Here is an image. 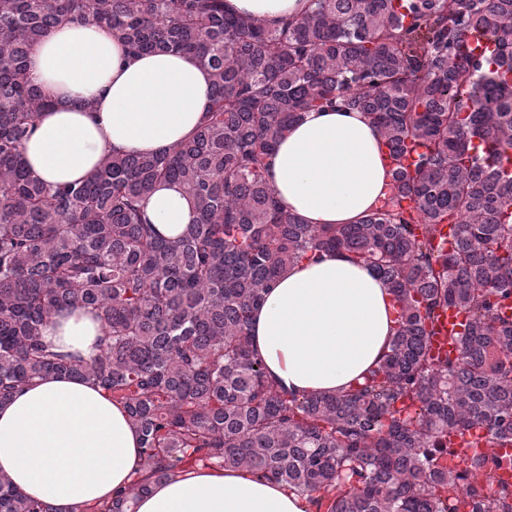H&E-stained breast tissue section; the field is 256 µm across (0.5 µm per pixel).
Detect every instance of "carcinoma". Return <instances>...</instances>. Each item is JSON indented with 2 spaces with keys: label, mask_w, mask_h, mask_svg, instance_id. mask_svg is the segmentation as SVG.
I'll return each instance as SVG.
<instances>
[{
  "label": "carcinoma",
  "mask_w": 512,
  "mask_h": 512,
  "mask_svg": "<svg viewBox=\"0 0 512 512\" xmlns=\"http://www.w3.org/2000/svg\"><path fill=\"white\" fill-rule=\"evenodd\" d=\"M75 20L133 53L194 56L211 99L191 139L108 154L51 189L23 157L48 105L27 60ZM473 34L493 50L475 56ZM312 109L367 114L392 159L385 197L356 224H305L266 180ZM509 161L512 0H313L276 28L224 0H0V404L57 373L124 406L141 436L132 481L85 512H133L145 479L200 461L280 482L305 512H512V487L494 480L495 449L512 447ZM162 183L195 208L173 239L140 207ZM333 251L381 277L399 325L364 383L299 397L266 375L250 321L289 266ZM452 307L469 321L440 356L430 338ZM78 309L104 330L89 360L42 341L53 316ZM476 425L485 456L445 467L450 437ZM0 512L52 509L0 475Z\"/></svg>",
  "instance_id": "carcinoma-1"
}]
</instances>
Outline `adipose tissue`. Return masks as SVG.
<instances>
[{
  "label": "adipose tissue",
  "instance_id": "ef3b65f1",
  "mask_svg": "<svg viewBox=\"0 0 512 512\" xmlns=\"http://www.w3.org/2000/svg\"><path fill=\"white\" fill-rule=\"evenodd\" d=\"M226 11L276 27L309 0H224ZM30 73L49 106L23 155L50 186L84 179L103 157L151 154L190 139L209 103L211 77L189 55H130L109 30L68 22L34 48ZM385 146L360 112L305 113L281 140L266 178L287 213L308 224H355L390 179ZM167 238L195 218L176 185L142 201ZM397 327L384 281L342 253L291 265L254 310L252 347L268 375L298 394L335 392L362 379ZM103 330L93 312L53 317L42 329L55 352L89 359ZM140 436L126 409L97 385L65 375L36 380L0 405V475L54 512H86L127 488ZM300 494L242 470L197 468L150 483L134 512H304Z\"/></svg>",
  "mask_w": 512,
  "mask_h": 512
}]
</instances>
